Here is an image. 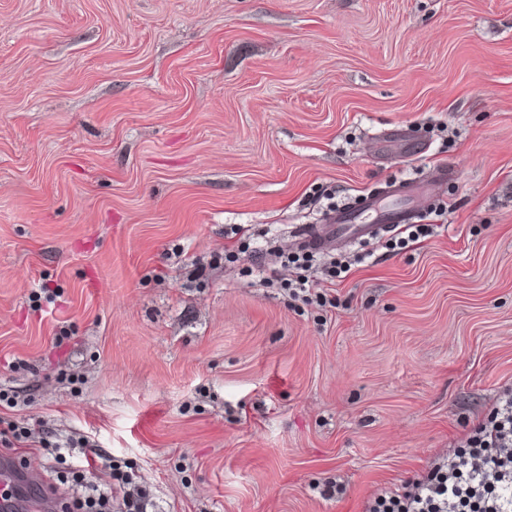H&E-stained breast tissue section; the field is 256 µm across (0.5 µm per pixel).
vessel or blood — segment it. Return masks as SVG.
Here are the masks:
<instances>
[{
  "mask_svg": "<svg viewBox=\"0 0 512 512\" xmlns=\"http://www.w3.org/2000/svg\"><path fill=\"white\" fill-rule=\"evenodd\" d=\"M447 179V170L441 168L424 181L405 179L384 183L365 196L366 203L371 206L369 214L354 209L336 211L329 215L326 223L307 228L298 242L307 250L319 251L332 245L346 247L399 231L415 223L424 210L425 199ZM383 195L398 196L399 201L388 207L377 206V199Z\"/></svg>",
  "mask_w": 512,
  "mask_h": 512,
  "instance_id": "vessel-or-blood-1",
  "label": "vessel or blood"
}]
</instances>
